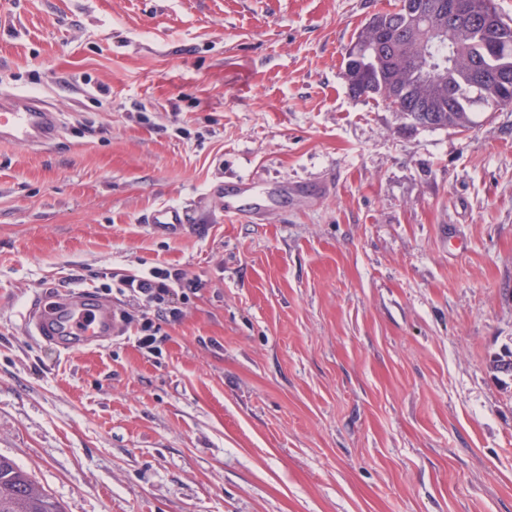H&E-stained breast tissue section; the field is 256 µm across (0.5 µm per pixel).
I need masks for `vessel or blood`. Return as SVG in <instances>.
Here are the masks:
<instances>
[{
    "label": "vessel or blood",
    "instance_id": "b4317fda",
    "mask_svg": "<svg viewBox=\"0 0 512 512\" xmlns=\"http://www.w3.org/2000/svg\"><path fill=\"white\" fill-rule=\"evenodd\" d=\"M60 129L57 113L37 98L12 96L0 100V143L46 148L58 141ZM148 222L155 232L173 235L187 224L188 215L182 208L168 206L152 212ZM29 325L32 335L72 353L110 339L112 312L85 294L72 302L58 301L40 307Z\"/></svg>",
    "mask_w": 512,
    "mask_h": 512
}]
</instances>
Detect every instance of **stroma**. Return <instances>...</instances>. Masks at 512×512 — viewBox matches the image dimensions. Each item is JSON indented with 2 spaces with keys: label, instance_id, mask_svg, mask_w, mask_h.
Here are the masks:
<instances>
[{
  "label": "stroma",
  "instance_id": "stroma-1",
  "mask_svg": "<svg viewBox=\"0 0 512 512\" xmlns=\"http://www.w3.org/2000/svg\"><path fill=\"white\" fill-rule=\"evenodd\" d=\"M389 2L0 0V95L63 128L0 145V455L63 512H512V105L353 97ZM155 267L201 283L156 348L30 336L35 298L117 314ZM188 215L184 209L176 206H168L151 213L148 223L155 232L173 235L182 230L184 224H188Z\"/></svg>",
  "mask_w": 512,
  "mask_h": 512
}]
</instances>
